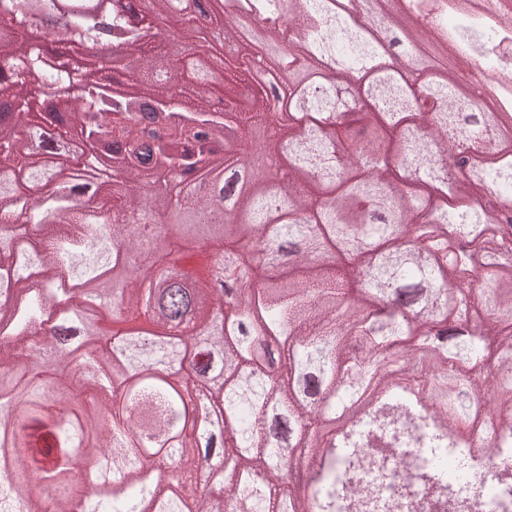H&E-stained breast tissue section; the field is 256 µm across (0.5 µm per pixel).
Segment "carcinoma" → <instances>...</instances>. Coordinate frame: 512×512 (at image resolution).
Instances as JSON below:
<instances>
[{
	"mask_svg": "<svg viewBox=\"0 0 512 512\" xmlns=\"http://www.w3.org/2000/svg\"><path fill=\"white\" fill-rule=\"evenodd\" d=\"M450 10L467 13L457 0H215L226 39L246 12L273 20L270 47L307 51L277 104L300 121L266 138L254 190L226 206L222 188L162 191L241 167L216 156L232 98L212 100L193 45L150 77L159 20L183 23L170 0L150 15L134 0H0V30L49 14L63 45L0 44V117H17L0 125V512H237V495L250 512H344L365 497L355 470L414 442L430 454L404 463L406 483L443 488L442 457L471 446L482 414L497 431L487 497L512 512L499 493L512 480V152L495 148L512 110L482 107L422 54L508 68L497 48L512 15L450 30ZM390 29L407 69L386 62ZM103 43L128 58L110 83ZM338 43L344 57L320 67ZM358 76L360 101L338 100ZM174 91L189 109L170 107ZM265 118L237 113L243 147ZM47 133L84 147L64 165L35 147ZM491 196L503 217L488 218ZM175 236L212 241L201 269L170 275ZM226 239L242 249L229 270ZM424 375L458 391L432 403ZM194 395L212 420L189 410ZM282 440L318 457L309 499L285 488L299 459ZM74 458L90 463L86 488L68 477ZM186 462L209 483L187 489Z\"/></svg>",
	"mask_w": 512,
	"mask_h": 512,
	"instance_id": "cac0c4a2",
	"label": "carcinoma"
}]
</instances>
